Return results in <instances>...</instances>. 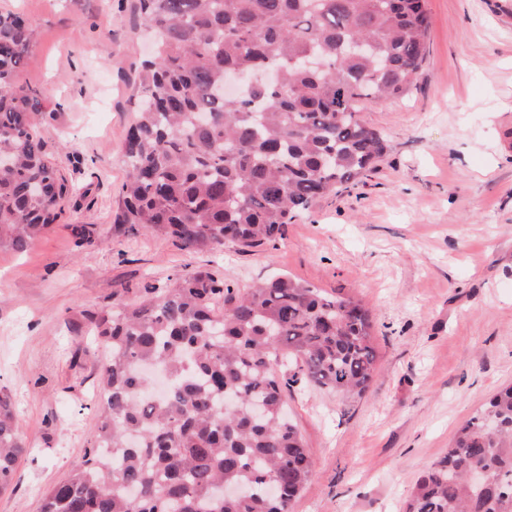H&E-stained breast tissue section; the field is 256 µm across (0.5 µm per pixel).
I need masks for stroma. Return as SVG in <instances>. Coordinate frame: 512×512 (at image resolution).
<instances>
[{
  "label": "stroma",
  "instance_id": "stroma-1",
  "mask_svg": "<svg viewBox=\"0 0 512 512\" xmlns=\"http://www.w3.org/2000/svg\"><path fill=\"white\" fill-rule=\"evenodd\" d=\"M427 9L416 87L360 114L387 144L366 185L320 199L276 248L189 253L116 221L150 51L138 0H0L32 30L17 80L37 93L45 151L76 189L29 248L0 249V391L28 449L0 512H39L96 444L103 352L77 327L114 292L134 299L197 268L241 290L285 275L369 310V390L288 392L315 461L292 512H404L457 428L512 384V0Z\"/></svg>",
  "mask_w": 512,
  "mask_h": 512
}]
</instances>
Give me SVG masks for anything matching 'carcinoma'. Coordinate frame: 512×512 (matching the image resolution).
I'll use <instances>...</instances> for the list:
<instances>
[{"mask_svg":"<svg viewBox=\"0 0 512 512\" xmlns=\"http://www.w3.org/2000/svg\"><path fill=\"white\" fill-rule=\"evenodd\" d=\"M154 54L139 72L118 222L191 253L275 243L384 155L359 117L408 94L427 52L425 0H139ZM24 22L0 14V247L62 217L66 179L17 83ZM108 357L96 450L40 512H292L314 460L284 387L362 396L376 372L369 311L289 277L243 292L193 270L90 316ZM166 369L154 396L143 365ZM26 448L0 397V489ZM485 471L484 487L467 482ZM406 512H512V385L457 431Z\"/></svg>","mask_w":512,"mask_h":512,"instance_id":"obj_1","label":"carcinoma"}]
</instances>
